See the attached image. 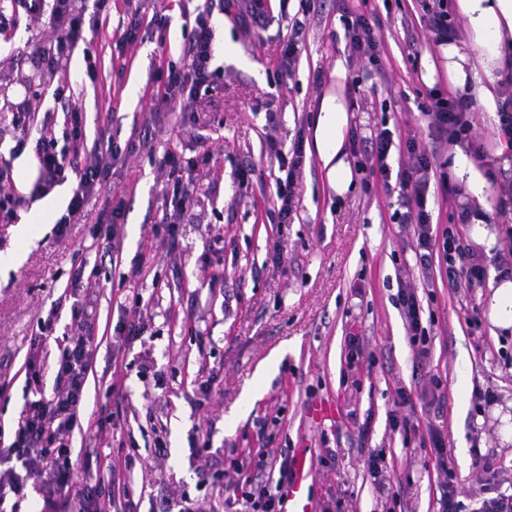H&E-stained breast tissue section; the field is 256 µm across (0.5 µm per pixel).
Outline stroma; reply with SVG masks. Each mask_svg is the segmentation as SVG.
Here are the masks:
<instances>
[{
    "mask_svg": "<svg viewBox=\"0 0 512 512\" xmlns=\"http://www.w3.org/2000/svg\"><path fill=\"white\" fill-rule=\"evenodd\" d=\"M207 0H144L143 21L168 16L169 35L158 46L148 32L126 49L125 68L112 64L127 24L124 0H111L108 18L90 49L76 47L55 69L38 67L29 45L50 35L44 23L16 10L0 29V156L10 159L15 183L11 219H0V253L13 262L0 265V433L12 438L26 400L24 362L28 339L38 320L57 309L55 337L71 328L72 298L66 286L72 265L96 262L100 289L88 296L86 312L98 344L85 386L80 414L85 426L105 419L97 440L74 433L71 458L88 463L93 480L109 485L113 458L126 459L131 512H169L186 495L201 512H224L225 483L249 453L267 458L297 457L309 450L314 463L308 482L313 512H382L365 460L385 449L387 475L398 497L391 512H438L445 475L419 440L403 443L392 430L391 413L420 425L443 426L455 482L462 493L481 474L475 453L496 456L503 471L500 490L512 494V443L502 442L501 422L492 411H473L474 387L492 388L499 406L512 403V365L485 322L488 290L453 294L441 281L411 269L409 280L433 314V347L416 364L395 304V269L413 259L407 230L392 223L396 197L382 185L365 194V173L347 141L342 159L352 180L337 193L315 143V129L327 97L345 111L344 136H367L382 123L428 141V121L418 105L428 88H447L439 46L422 19L424 0H317L302 11L300 0H271L272 24L263 32L244 31L238 16L244 0H224L214 11L213 64L220 72L214 90L192 121L174 109L151 114L145 96L155 62L181 61L182 27ZM375 13L385 52L386 80L362 78V64L350 58L340 21L343 11ZM302 22L303 47L294 74L277 81L273 53ZM323 69L322 84L313 72ZM71 83L82 105L88 142L109 130L122 155L109 182L90 200L85 223L60 233L61 210L43 218L27 237L18 226L36 199L33 144L43 124L55 134L67 131V109L54 98L58 83ZM32 99L25 129L15 124L16 105ZM281 115L276 132L283 144L303 133L306 166L299 203L291 223H272L268 209L275 192L277 164L264 153L265 114ZM149 128L152 147L131 149L134 131ZM172 148L196 160L199 202L178 230L169 251L162 225L166 181L157 155ZM250 170L249 186L238 173ZM126 202L118 233L123 250L101 258V240L92 228L113 193ZM280 264L267 263L269 252ZM143 259L137 279L128 273ZM223 270L212 278L213 270ZM361 291H354V284ZM149 304L154 318L143 335L130 340L116 327L134 301ZM363 338L371 367L346 372L345 338ZM277 369L264 382L256 372L273 355ZM442 380L443 407L428 410L420 399L429 376ZM115 392H108L109 384ZM413 397L396 407L398 389ZM166 427L165 451H157L151 422ZM210 435L211 449L194 454L196 430ZM96 456L85 459L87 445Z\"/></svg>",
    "mask_w": 512,
    "mask_h": 512,
    "instance_id": "stroma-1",
    "label": "stroma"
}]
</instances>
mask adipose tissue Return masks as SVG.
<instances>
[{"mask_svg":"<svg viewBox=\"0 0 512 512\" xmlns=\"http://www.w3.org/2000/svg\"><path fill=\"white\" fill-rule=\"evenodd\" d=\"M454 9L464 21L461 37L442 46L441 56L448 85L457 95L476 101L491 126H498L503 99L498 87L512 73L506 51L512 48V0H455ZM323 117L316 128V143L322 162L344 191L351 174L341 158L345 113L336 99L324 102ZM512 169V140L497 136L496 145L483 158H475L466 145L456 143L448 151V175L461 183L476 203L468 236L473 246L492 257L504 234L488 220L489 213L512 211V200L497 192L499 173ZM488 319L492 328L512 333V276L492 274L488 281Z\"/></svg>","mask_w":512,"mask_h":512,"instance_id":"ef3b65f1","label":"adipose tissue"}]
</instances>
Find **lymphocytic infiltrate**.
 Listing matches in <instances>:
<instances>
[{
  "label": "lymphocytic infiltrate",
  "instance_id": "1",
  "mask_svg": "<svg viewBox=\"0 0 512 512\" xmlns=\"http://www.w3.org/2000/svg\"><path fill=\"white\" fill-rule=\"evenodd\" d=\"M20 2L28 13L48 19L51 37L32 45L29 54L35 63L51 69L68 59L79 44L89 43L91 35L98 32L103 22V12L109 0ZM211 18V9L198 11L190 29L184 32L182 66H155L153 83L148 87L151 110L179 104L190 112L210 92L216 76L212 68L214 30ZM342 20L351 57L380 68L382 45L374 32L372 14L347 12ZM57 97L64 101L70 112L69 147L58 150L53 130L45 126L35 141V153L39 163L38 182L43 187L64 179L66 173L75 175L76 187L67 212L58 221L63 227L81 223L94 189L106 181L121 150L110 144L99 151H86L77 102L63 84L57 88ZM472 108V102L430 89L420 110L428 119L433 145H424L411 136L397 139L395 131L384 126L376 129L361 148L367 161L377 165L385 191L398 194L400 208L392 217L398 223L411 226L412 250L417 265L428 272L433 268L434 259H443L448 286L457 293L472 292L483 285L486 278L485 266L475 259L457 230L458 225L468 222L469 216L458 212L443 231L437 232L433 229L432 212L427 204L432 197L446 201L458 194L457 189L448 185L447 171H434L433 161L438 141L470 139ZM396 147L403 149L407 159L393 171L387 159ZM265 152L278 163L272 208L278 223L285 224L295 209L297 186L305 166L303 138L295 136L291 146L286 148L276 136H267ZM160 166L168 172L162 221L173 232L195 205L197 164L193 159L169 151L163 155ZM397 284L396 303L408 342L416 358H429L432 337L423 325L425 309L422 301L405 276H398ZM83 314L80 305H73L75 325L58 348L50 346L54 316L40 321L37 332L30 338L25 360L30 397L20 412L11 442L0 447V512H20V504L32 481L41 484V512H61L74 491L84 502L83 512H115L116 493L127 489L123 468L118 462L112 465L113 492L110 495H103L99 485L75 481L70 457L71 439L75 428L81 425L79 413L94 355V340L82 319ZM49 369L54 371L55 378L53 393L48 396L42 386L44 374ZM391 425L402 434L404 442L419 438L435 454L440 468H447L448 438L443 430L434 425L420 429L406 416L392 417ZM253 466L254 474L239 479L232 486V495L225 497V512H236L240 504L248 512H284L286 496L283 487L294 477L292 461L282 459L279 478L275 481L262 479L263 461H254ZM482 471L484 476L478 490L472 491L465 501L461 500L454 482H445L441 487L438 512H512V495L497 490L501 470L493 455H485Z\"/></svg>",
  "mask_w": 512,
  "mask_h": 512
}]
</instances>
